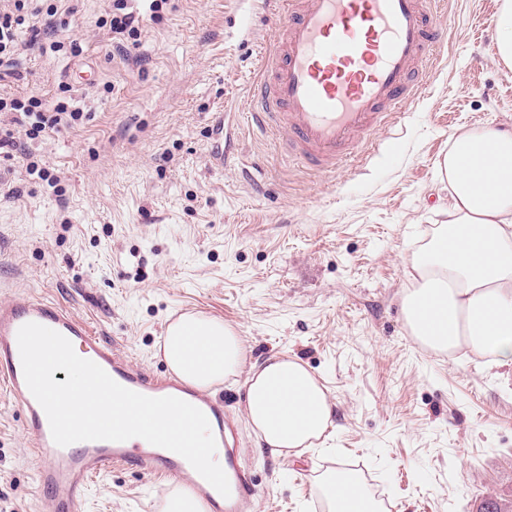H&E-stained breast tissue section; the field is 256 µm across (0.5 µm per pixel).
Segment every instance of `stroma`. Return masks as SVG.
<instances>
[{"mask_svg": "<svg viewBox=\"0 0 512 512\" xmlns=\"http://www.w3.org/2000/svg\"><path fill=\"white\" fill-rule=\"evenodd\" d=\"M66 24L30 17L0 94L45 108L72 98L82 121L0 157V303L39 294L70 307L151 374L166 320L202 311L242 336L254 362L294 356L326 387L336 429L324 448L275 457L242 424L264 492L252 512H326L313 483L360 470L387 512H479L512 501V366L425 350L401 297L409 257L442 223L436 163L459 128L512 130V70L494 58L499 0H442L445 49L385 133L399 143L319 172L282 134L252 123L248 95L274 17L258 0H169L141 19L133 60L102 26L112 0H57ZM76 42L79 55L52 51ZM228 150L211 161L220 110ZM57 177L49 185L29 163ZM42 457L0 395V512H47ZM168 481L116 466L85 512H160Z\"/></svg>", "mask_w": 512, "mask_h": 512, "instance_id": "stroma-1", "label": "stroma"}]
</instances>
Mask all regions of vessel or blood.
Instances as JSON below:
<instances>
[{
    "label": "vessel or blood",
    "mask_w": 512,
    "mask_h": 512,
    "mask_svg": "<svg viewBox=\"0 0 512 512\" xmlns=\"http://www.w3.org/2000/svg\"><path fill=\"white\" fill-rule=\"evenodd\" d=\"M280 18L250 99L263 131H283L290 155L318 171L334 170L363 140L385 128L398 104L419 92L418 66L447 41L435 0H276ZM34 322L65 336L118 384L149 397L174 396L204 412L224 450L230 485L222 496L182 456L144 439L58 446L23 374L17 333ZM0 389L21 412L43 461L36 490L49 512H83L90 481L126 466L169 480L187 479L207 512H245L258 495L221 401L165 372L133 366L89 322L54 301L25 296L0 303Z\"/></svg>",
    "instance_id": "vessel-or-blood-1"
}]
</instances>
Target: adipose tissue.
Wrapping results in <instances>:
<instances>
[{
    "mask_svg": "<svg viewBox=\"0 0 512 512\" xmlns=\"http://www.w3.org/2000/svg\"><path fill=\"white\" fill-rule=\"evenodd\" d=\"M438 170L450 190L448 219L411 253L405 324L433 352L512 365V131H457ZM161 352L195 389L243 381L247 421L273 455L302 456L334 425L325 386L302 362L284 353L250 362L242 336L222 319L180 315ZM316 484L327 512H380L366 483L347 469L328 470Z\"/></svg>",
    "mask_w": 512,
    "mask_h": 512,
    "instance_id": "1",
    "label": "adipose tissue"
}]
</instances>
